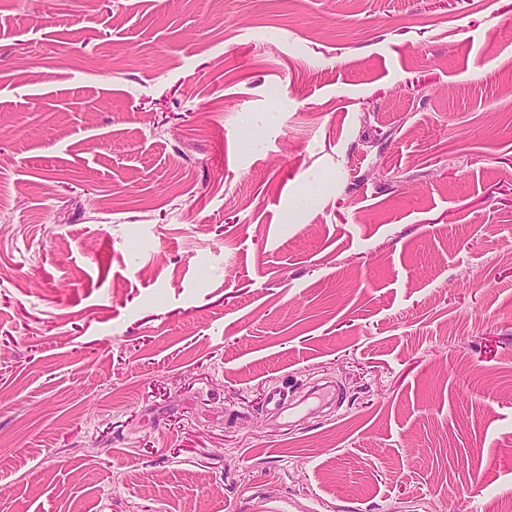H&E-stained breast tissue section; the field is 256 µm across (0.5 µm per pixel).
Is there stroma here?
Wrapping results in <instances>:
<instances>
[{
  "label": "stroma",
  "instance_id": "obj_1",
  "mask_svg": "<svg viewBox=\"0 0 512 512\" xmlns=\"http://www.w3.org/2000/svg\"><path fill=\"white\" fill-rule=\"evenodd\" d=\"M508 504L512 0H0V512Z\"/></svg>",
  "mask_w": 512,
  "mask_h": 512
}]
</instances>
